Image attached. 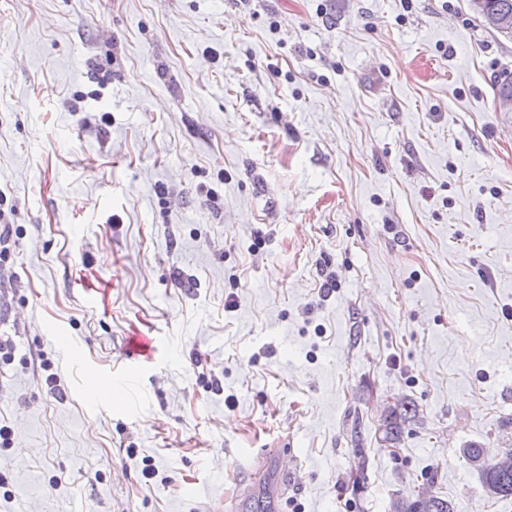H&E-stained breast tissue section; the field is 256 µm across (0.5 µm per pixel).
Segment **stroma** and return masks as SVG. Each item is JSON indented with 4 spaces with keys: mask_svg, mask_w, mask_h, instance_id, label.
<instances>
[{
    "mask_svg": "<svg viewBox=\"0 0 512 512\" xmlns=\"http://www.w3.org/2000/svg\"><path fill=\"white\" fill-rule=\"evenodd\" d=\"M505 69L468 0H0V512H255L287 443L290 512H512ZM415 416L416 407L411 402L401 401L390 408L384 425L386 440L396 445L400 443L404 424ZM463 454L469 463L477 470L480 479L481 491L488 497L507 499L512 498V467L502 469L498 466L507 468L512 464V455L505 453L499 455L497 463L488 459L485 448L479 445H471L463 448ZM484 456L481 459V456ZM431 477L413 501L403 503L396 512H455L453 504L435 494Z\"/></svg>",
    "mask_w": 512,
    "mask_h": 512,
    "instance_id": "obj_1",
    "label": "stroma"
}]
</instances>
